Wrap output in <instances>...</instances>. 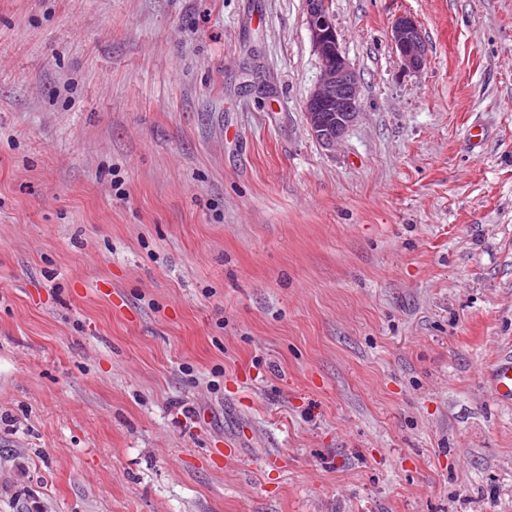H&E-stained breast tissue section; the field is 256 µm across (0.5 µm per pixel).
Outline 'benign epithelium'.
<instances>
[{
  "label": "benign epithelium",
  "instance_id": "obj_1",
  "mask_svg": "<svg viewBox=\"0 0 512 512\" xmlns=\"http://www.w3.org/2000/svg\"><path fill=\"white\" fill-rule=\"evenodd\" d=\"M305 3L307 27L320 63L319 78L305 101V120L312 137L322 145L334 148L360 115V80L342 52L327 0H305ZM389 40L404 69L418 71L425 66V39L412 16L402 14L394 20Z\"/></svg>",
  "mask_w": 512,
  "mask_h": 512
}]
</instances>
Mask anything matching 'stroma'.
<instances>
[{
    "instance_id": "stroma-1",
    "label": "stroma",
    "mask_w": 512,
    "mask_h": 512,
    "mask_svg": "<svg viewBox=\"0 0 512 512\" xmlns=\"http://www.w3.org/2000/svg\"><path fill=\"white\" fill-rule=\"evenodd\" d=\"M327 2L333 149L304 0H0V512H512V0ZM305 3L307 27L320 63L319 78L305 101V120L312 137L325 147L334 148L361 113L360 80L342 52L327 1ZM389 40L401 65L409 71L422 69L427 62V48L418 22L410 15H399L393 22ZM488 382L498 403L512 404V353L502 354L488 372Z\"/></svg>"
}]
</instances>
